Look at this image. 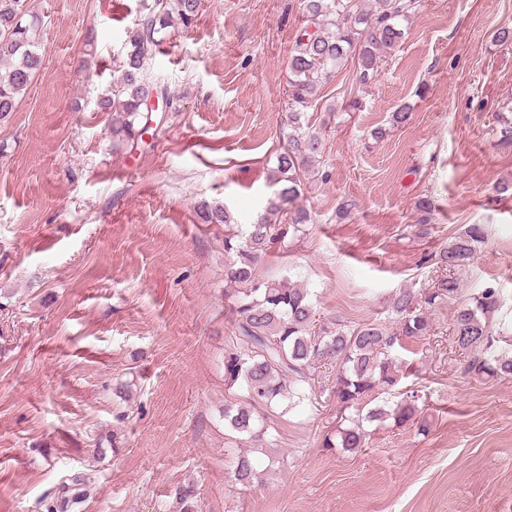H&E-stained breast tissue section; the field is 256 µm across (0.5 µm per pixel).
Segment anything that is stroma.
<instances>
[{"instance_id": "obj_1", "label": "stroma", "mask_w": 512, "mask_h": 512, "mask_svg": "<svg viewBox=\"0 0 512 512\" xmlns=\"http://www.w3.org/2000/svg\"><path fill=\"white\" fill-rule=\"evenodd\" d=\"M152 3L27 0L44 65L0 124V512H40L74 471L92 478L82 512H179L174 491L187 482L197 512H512V379L464 373L445 304L433 336L399 352L403 386L427 395L428 435L386 424L363 452L324 447L337 406L335 373L321 368L312 401L268 413L267 452L251 457L259 483L235 484L224 227L200 223L197 206L226 204L243 229L272 195L267 166L285 140L288 59L306 13L301 0H203L148 63L175 111L141 149L116 155L97 101ZM504 28L512 0H419L372 83L359 86L352 61L332 74L306 110L329 125L327 178L304 200L315 222L262 271L310 288L321 317L391 328V298L432 287L434 255L483 224L463 291L498 288L495 329L512 344V195L492 190L512 178L493 135L512 114ZM404 104L409 120L392 125ZM342 198L356 204L345 220ZM422 198L434 206L425 235ZM114 430L118 450L94 456Z\"/></svg>"}]
</instances>
